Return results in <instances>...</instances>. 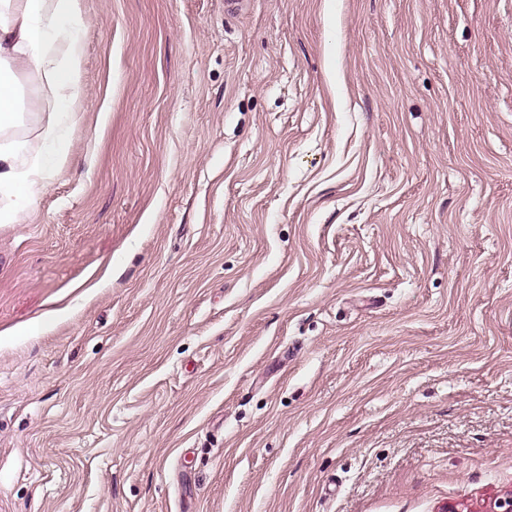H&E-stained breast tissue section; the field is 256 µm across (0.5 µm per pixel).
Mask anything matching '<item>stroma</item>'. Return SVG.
Instances as JSON below:
<instances>
[{"label":"stroma","mask_w":512,"mask_h":512,"mask_svg":"<svg viewBox=\"0 0 512 512\" xmlns=\"http://www.w3.org/2000/svg\"><path fill=\"white\" fill-rule=\"evenodd\" d=\"M82 40L0 223V512L512 496V0H84Z\"/></svg>","instance_id":"obj_1"}]
</instances>
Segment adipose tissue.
I'll return each instance as SVG.
<instances>
[{"instance_id":"adipose-tissue-1","label":"adipose tissue","mask_w":512,"mask_h":512,"mask_svg":"<svg viewBox=\"0 0 512 512\" xmlns=\"http://www.w3.org/2000/svg\"><path fill=\"white\" fill-rule=\"evenodd\" d=\"M83 0H0V132L18 116L16 71L36 67L51 88L56 110L40 131L41 145L28 164L20 140L0 141V222L24 220L26 207L57 166L69 139L79 95Z\"/></svg>"}]
</instances>
